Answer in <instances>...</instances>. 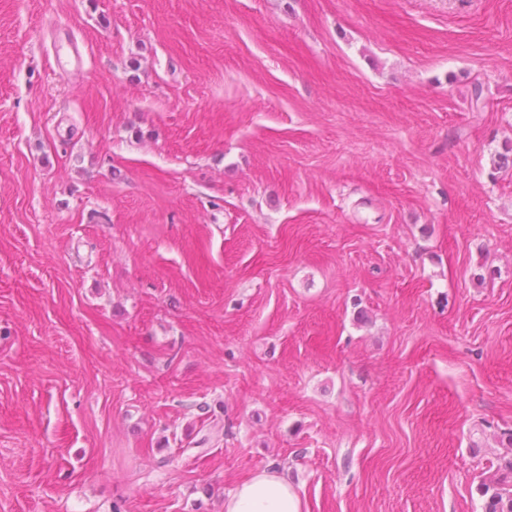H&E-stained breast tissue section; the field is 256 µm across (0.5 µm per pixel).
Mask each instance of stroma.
I'll list each match as a JSON object with an SVG mask.
<instances>
[{"label": "stroma", "instance_id": "1", "mask_svg": "<svg viewBox=\"0 0 512 512\" xmlns=\"http://www.w3.org/2000/svg\"><path fill=\"white\" fill-rule=\"evenodd\" d=\"M511 150L512 0H0V512H483ZM225 512H302L301 501L274 466L257 470L224 499Z\"/></svg>", "mask_w": 512, "mask_h": 512}]
</instances>
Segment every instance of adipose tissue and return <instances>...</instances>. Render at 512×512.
I'll use <instances>...</instances> for the list:
<instances>
[{"instance_id": "obj_1", "label": "adipose tissue", "mask_w": 512, "mask_h": 512, "mask_svg": "<svg viewBox=\"0 0 512 512\" xmlns=\"http://www.w3.org/2000/svg\"><path fill=\"white\" fill-rule=\"evenodd\" d=\"M224 512H302V508L287 480L269 466L236 484L224 500Z\"/></svg>"}]
</instances>
